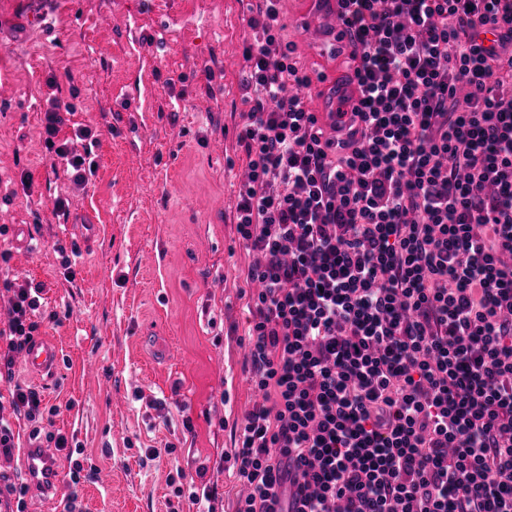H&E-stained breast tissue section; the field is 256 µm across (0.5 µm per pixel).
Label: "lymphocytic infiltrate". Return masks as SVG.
<instances>
[{
  "label": "lymphocytic infiltrate",
  "instance_id": "obj_1",
  "mask_svg": "<svg viewBox=\"0 0 512 512\" xmlns=\"http://www.w3.org/2000/svg\"><path fill=\"white\" fill-rule=\"evenodd\" d=\"M248 20L236 232L259 259L247 360L263 401L226 458L235 512H512V0H342L360 94L326 139L282 38ZM44 143L75 184L86 157ZM12 290L0 381L14 385L40 286Z\"/></svg>",
  "mask_w": 512,
  "mask_h": 512
}]
</instances>
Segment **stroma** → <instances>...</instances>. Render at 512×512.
<instances>
[{
  "label": "stroma",
  "mask_w": 512,
  "mask_h": 512,
  "mask_svg": "<svg viewBox=\"0 0 512 512\" xmlns=\"http://www.w3.org/2000/svg\"><path fill=\"white\" fill-rule=\"evenodd\" d=\"M256 0H0V236L10 277L42 284L37 335L61 360L51 378L14 367V382L58 407L52 433L83 448L90 475L82 512H187L210 489L212 512H234L241 486L220 465L259 400L246 344L255 254L238 239L235 205L246 168L237 142L248 111L242 82L247 20ZM281 0L284 39L306 74L347 72L294 21ZM47 29L28 28L30 12ZM213 79H206L205 69ZM72 105L60 138L99 133L91 175L74 187L43 143L49 79ZM69 197L67 212L54 196ZM95 211L100 237L73 280L74 221ZM30 240L15 238L16 225ZM0 419L16 436L0 475L25 481L32 427L0 383ZM160 452L156 459L146 449ZM183 471L184 497L169 475Z\"/></svg>",
  "instance_id": "obj_1"
}]
</instances>
